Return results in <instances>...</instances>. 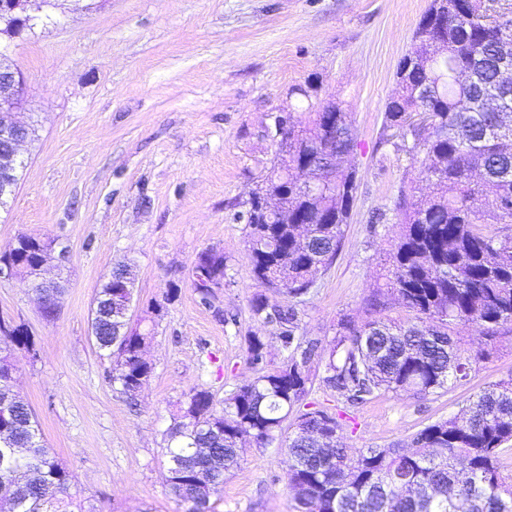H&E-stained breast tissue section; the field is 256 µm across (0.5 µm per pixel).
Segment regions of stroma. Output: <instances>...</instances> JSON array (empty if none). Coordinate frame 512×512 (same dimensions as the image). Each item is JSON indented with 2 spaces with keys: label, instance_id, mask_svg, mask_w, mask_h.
<instances>
[{
  "label": "stroma",
  "instance_id": "obj_1",
  "mask_svg": "<svg viewBox=\"0 0 512 512\" xmlns=\"http://www.w3.org/2000/svg\"><path fill=\"white\" fill-rule=\"evenodd\" d=\"M431 0H51L8 42L24 79L19 120L36 140L7 215L0 248L28 235L65 249L46 275L65 291L45 317L27 278L0 281V317L25 325L26 351L0 336L13 385L43 440L72 474L68 496L90 512H175L164 433L187 395L216 400L254 380L247 337L281 354L274 327L254 318L263 295L234 213L277 157L275 121L303 112L296 87L347 105L358 191L333 263L297 303L299 334L330 346L341 319L365 317L400 233L390 210L419 182L407 149L384 143L394 74ZM385 223H373L376 212ZM225 258L224 281L203 305L193 268L202 252ZM129 264L135 318L151 330V372L135 399L110 381L111 365L89 335L104 275ZM472 361L467 380L425 396L386 392L351 409L341 445H408L424 426L467 408L485 386L512 379V332L494 339L458 326ZM291 460L280 443L245 442L215 512H293Z\"/></svg>",
  "mask_w": 512,
  "mask_h": 512
}]
</instances>
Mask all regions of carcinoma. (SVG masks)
Here are the masks:
<instances>
[{"label": "carcinoma", "mask_w": 512, "mask_h": 512, "mask_svg": "<svg viewBox=\"0 0 512 512\" xmlns=\"http://www.w3.org/2000/svg\"><path fill=\"white\" fill-rule=\"evenodd\" d=\"M512 14L493 27L471 0H431L412 49L395 72V92L385 106V128L424 110L428 128L411 131L410 155H424V180L432 192L416 199L400 191L393 211L401 233L389 253L385 286L415 321L383 318L385 296L375 291L368 317L343 319L330 349L298 336L295 305L271 306L257 296L252 312L278 327L282 359L267 368L265 343L248 339L247 362L259 370L217 409L206 390L190 392L186 405L194 426L173 420L167 429L168 485L182 512H211L224 490V475L239 465L238 445L248 437L263 446L279 440L288 412L299 407L321 367L324 388L356 407L383 392L427 395L468 376L469 361L453 339L460 323L492 337L512 329V81L498 67H512ZM306 124L292 113L278 117L279 149L288 157L265 179L279 192L288 223L265 213L259 197L237 213L249 229L248 258L259 286L296 301L310 293L314 274L334 260L357 192L351 163L355 141L350 113L341 103H317L306 90ZM490 195L495 209L479 213L474 202ZM47 243L21 235L0 251V260L29 268ZM224 254L208 250L194 276L224 279ZM110 295L98 337L101 356L114 362L112 381L128 396L149 375L143 348L150 331L120 319L127 293L104 282ZM9 357L0 356V400L13 409L0 418V508L50 512L49 496L66 493L71 472L42 441L30 408L10 386ZM336 414L313 409L285 441L291 459L287 483L294 512H512V473L501 455L512 442V380L479 392L461 416L429 424L408 448L347 449L307 436L336 437Z\"/></svg>", "instance_id": "carcinoma-1"}]
</instances>
